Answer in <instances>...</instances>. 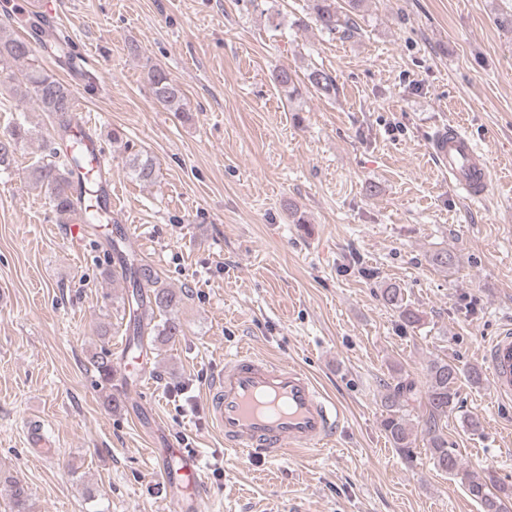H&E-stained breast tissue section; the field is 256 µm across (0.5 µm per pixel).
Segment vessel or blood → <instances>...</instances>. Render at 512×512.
Listing matches in <instances>:
<instances>
[{
	"mask_svg": "<svg viewBox=\"0 0 512 512\" xmlns=\"http://www.w3.org/2000/svg\"><path fill=\"white\" fill-rule=\"evenodd\" d=\"M75 142L98 172L102 202L112 200V180L100 171L98 144L87 126H80ZM429 152L447 173L450 185L480 199L492 181L488 157L454 124L438 129ZM496 396L512 400V323L501 327L483 356ZM210 418L228 449L247 455L279 456L289 450L320 448L333 442L343 416L335 400L298 367L258 359L238 352L226 359L224 371L210 388ZM180 463L163 468L171 512H197L205 482L197 455L175 449Z\"/></svg>",
	"mask_w": 512,
	"mask_h": 512,
	"instance_id": "1",
	"label": "vessel or blood"
}]
</instances>
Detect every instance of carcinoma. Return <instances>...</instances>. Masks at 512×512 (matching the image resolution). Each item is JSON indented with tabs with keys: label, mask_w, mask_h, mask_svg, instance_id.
Returning <instances> with one entry per match:
<instances>
[{
	"label": "carcinoma",
	"mask_w": 512,
	"mask_h": 512,
	"mask_svg": "<svg viewBox=\"0 0 512 512\" xmlns=\"http://www.w3.org/2000/svg\"><path fill=\"white\" fill-rule=\"evenodd\" d=\"M311 17L314 24L323 32L334 34L340 30L351 31L355 23L350 15L341 10L336 0H312ZM38 49L26 39H0V56L17 61L29 62L21 77L11 76L15 81L16 93L21 97L35 99L42 111L58 119L64 133H70L78 122L76 106L70 89L44 68L34 64ZM274 81L287 92L288 97L298 93L296 75L292 71L280 68L273 73ZM309 85L317 92L331 96L336 94V77L323 68H314L308 75ZM147 81L153 99L166 110L182 117L188 116L184 96L180 87L161 68L148 71ZM29 135V129L20 120H15L9 130L0 135V167H8L14 162L19 144ZM47 161L34 164L31 176L35 184L44 187L49 205L60 222L73 219L96 227L109 224L112 217L106 209L97 204L88 205L82 214L75 212L73 194L75 171L84 168V158L78 148L70 151L65 159L53 147H46ZM136 177L148 182L155 176L152 159L136 153L130 161ZM112 251V274L120 275L131 288L127 295L128 321L125 328L127 348L139 349L144 346L145 333L153 336L152 342H167L182 332L181 325L170 317L162 323H154L155 312L171 313L179 304L181 297L172 289L163 286L154 268L145 263L138 252L128 242L122 228H116V237L110 240ZM384 300L399 312L403 323L413 327L420 323L419 313L403 302L401 289L386 288ZM93 366L100 379L107 385L112 384V352L106 347L92 355ZM458 367L450 361L435 359L426 367L425 425L430 435V451L435 467L448 475L459 468L456 449L448 447V439L442 436L439 422L448 417L457 405ZM414 394V384L398 381L388 386L385 405L388 416L383 421L384 431L394 447L401 450L411 448L412 440L407 427L406 414L402 407ZM469 496L481 507L482 512H508L512 502V486L496 484L493 476L475 478L468 483ZM8 492L13 499L17 512H27L28 489L18 481L10 482Z\"/></svg>",
	"instance_id": "cac0c4a2"
}]
</instances>
